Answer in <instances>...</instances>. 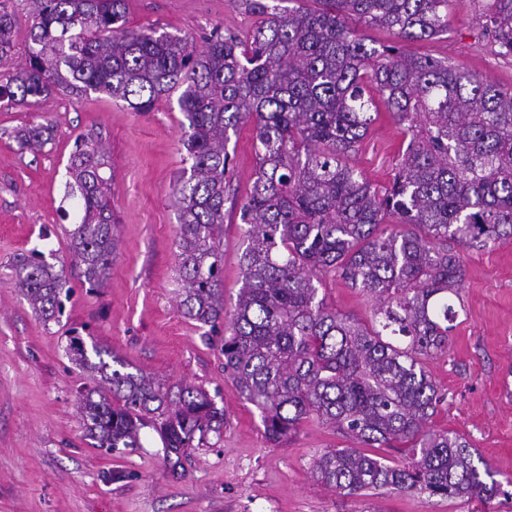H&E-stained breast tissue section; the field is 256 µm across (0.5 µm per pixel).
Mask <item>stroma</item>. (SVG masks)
Wrapping results in <instances>:
<instances>
[{
	"mask_svg": "<svg viewBox=\"0 0 512 512\" xmlns=\"http://www.w3.org/2000/svg\"><path fill=\"white\" fill-rule=\"evenodd\" d=\"M484 0H453L448 33L407 41L413 54L445 57L512 87V57L496 55L482 35ZM128 27H153L203 46L213 28L248 35L257 25L244 0H126ZM185 118L176 97L147 112L100 93H54L33 106L0 100V512H512V496L483 503L420 493L344 496L311 475L313 460L348 439L312 417L279 442L266 439L258 410L224 375L220 345L180 309L177 211L172 188L184 166ZM51 124L42 151L20 149L14 133ZM99 136L112 174L118 245L104 283L89 288L65 233L80 215L67 193L77 142ZM404 136L381 114L352 159L374 186L388 184ZM235 195L224 204V308L241 286L239 207L253 182L251 126L232 136ZM55 254L71 290L59 321L38 320L12 278L16 257ZM462 308L447 354L426 362L445 400L432 425L462 435L490 467L512 476V239L462 251ZM329 306L361 320L371 299L324 276ZM112 351L130 369L169 388L205 389L226 424L182 459L173 477L149 427L140 447L109 451L86 436L78 397L92 386L69 359L67 334Z\"/></svg>",
	"mask_w": 512,
	"mask_h": 512,
	"instance_id": "35a3bbf8",
	"label": "stroma"
}]
</instances>
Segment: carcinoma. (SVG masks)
I'll use <instances>...</instances> for the list:
<instances>
[{
	"instance_id": "carcinoma-1",
	"label": "carcinoma",
	"mask_w": 512,
	"mask_h": 512,
	"mask_svg": "<svg viewBox=\"0 0 512 512\" xmlns=\"http://www.w3.org/2000/svg\"><path fill=\"white\" fill-rule=\"evenodd\" d=\"M25 63L0 79V99L35 105L54 91L105 93L146 112L177 92L191 160L173 194L179 224L180 306L220 335L224 374L259 410L278 442L315 415L359 447L315 459L314 478L344 495L427 492L488 502L502 482L461 435L430 427L443 397L423 359L448 352L464 268L460 250L512 239V88L400 43L448 33L451 0H314L278 9L245 0L261 16L247 36L215 29L201 50L152 27L130 29L126 0H33ZM483 30L512 57V0H487ZM394 40L366 44L351 27ZM16 18L0 0V59L14 49ZM409 137L390 185L379 190L350 164L381 111ZM251 124L257 160L240 207L241 286L224 310V197L230 133ZM41 149L50 128L16 132ZM101 150L76 145L68 165L80 222L67 231L90 288L116 254V220ZM334 274L369 296V322L330 307L320 276ZM12 277L37 317L61 313L69 292L45 256H21ZM68 353L102 386L80 398L98 448H138L157 433L171 463L224 427L204 390L174 394L109 349ZM110 361H105V358ZM396 448V468L361 448Z\"/></svg>"
}]
</instances>
